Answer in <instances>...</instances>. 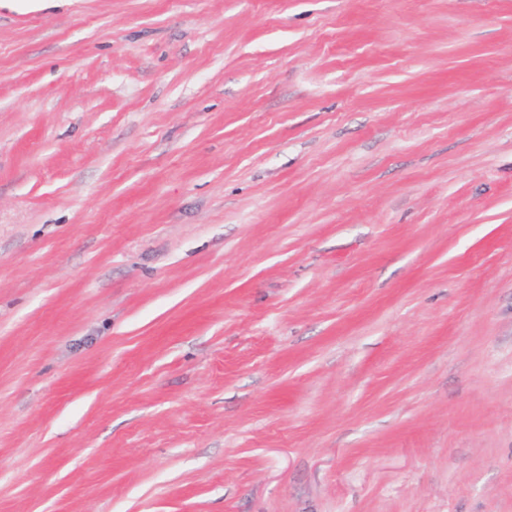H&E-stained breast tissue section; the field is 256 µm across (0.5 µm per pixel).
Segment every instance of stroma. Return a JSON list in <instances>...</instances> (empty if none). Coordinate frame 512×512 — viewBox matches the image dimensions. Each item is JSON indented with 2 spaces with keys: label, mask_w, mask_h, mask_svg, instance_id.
<instances>
[{
  "label": "stroma",
  "mask_w": 512,
  "mask_h": 512,
  "mask_svg": "<svg viewBox=\"0 0 512 512\" xmlns=\"http://www.w3.org/2000/svg\"><path fill=\"white\" fill-rule=\"evenodd\" d=\"M0 512H512V0L1 7Z\"/></svg>",
  "instance_id": "obj_1"
}]
</instances>
